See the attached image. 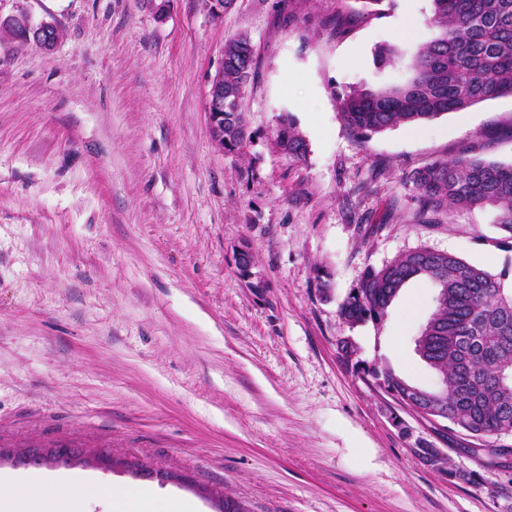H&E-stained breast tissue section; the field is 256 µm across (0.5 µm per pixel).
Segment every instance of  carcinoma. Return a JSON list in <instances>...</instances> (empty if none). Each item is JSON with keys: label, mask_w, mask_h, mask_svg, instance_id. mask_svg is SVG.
Returning a JSON list of instances; mask_svg holds the SVG:
<instances>
[{"label": "carcinoma", "mask_w": 512, "mask_h": 512, "mask_svg": "<svg viewBox=\"0 0 512 512\" xmlns=\"http://www.w3.org/2000/svg\"><path fill=\"white\" fill-rule=\"evenodd\" d=\"M433 37L417 48L401 42L373 53V78L339 99L345 124L358 135L415 126L477 103L512 96V0H432ZM248 34L224 42V151L241 148L245 121L241 90L255 71ZM275 140L292 158L306 144L293 117L280 116ZM422 213L497 207L498 224L512 240V164L464 155L414 171ZM414 278L448 287L435 301L427 362L441 374L448 421L473 437L512 434V287L452 254L426 247L366 268L339 304L348 325L380 322L399 290Z\"/></svg>", "instance_id": "obj_1"}]
</instances>
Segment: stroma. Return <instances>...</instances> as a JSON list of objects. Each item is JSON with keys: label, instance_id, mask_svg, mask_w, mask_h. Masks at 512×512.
<instances>
[{"label": "stroma", "instance_id": "obj_1", "mask_svg": "<svg viewBox=\"0 0 512 512\" xmlns=\"http://www.w3.org/2000/svg\"><path fill=\"white\" fill-rule=\"evenodd\" d=\"M0 0L54 21L53 50L0 37V451L105 449L116 467H25L65 498L82 473L216 512H512V469L368 375L436 389L415 340L438 292L408 282L381 323L338 305L363 270L427 247L512 274L493 207L420 219L413 171L462 151L512 163V96L360 140L338 98L384 43L427 42L431 0ZM257 52L250 138L213 141L206 92L224 41ZM307 151L283 155L282 113ZM254 255L260 287L236 265ZM330 291L322 293L321 273ZM356 346L347 361L341 340ZM404 426L396 428L392 420ZM440 448L451 479L412 451ZM478 472L470 480L469 472Z\"/></svg>", "mask_w": 512, "mask_h": 512}]
</instances>
